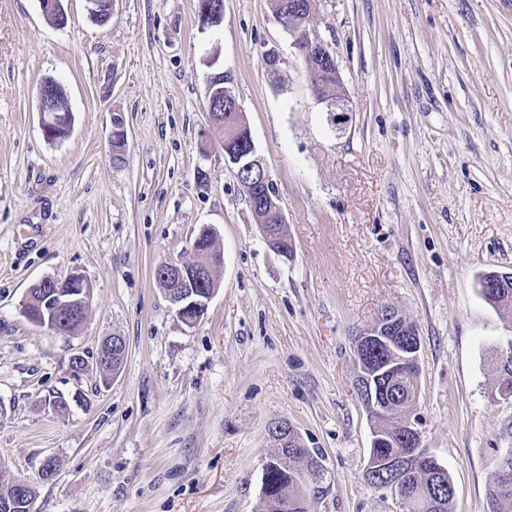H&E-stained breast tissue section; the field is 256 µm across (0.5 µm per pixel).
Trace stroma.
<instances>
[{"label":"stroma","mask_w":512,"mask_h":512,"mask_svg":"<svg viewBox=\"0 0 512 512\" xmlns=\"http://www.w3.org/2000/svg\"><path fill=\"white\" fill-rule=\"evenodd\" d=\"M67 13L59 27L38 0H0V484H31L35 512H264L268 427L285 419L322 456L315 512H396L363 477L372 425L354 391L355 335L389 305L418 328L411 413L453 510L488 512L512 451L496 361L512 316L478 288L512 272V0H316L310 28L351 108L340 128L269 0H224L206 27L197 0H112L103 25L86 0ZM220 72L291 258L265 242L209 119ZM47 79L74 117L58 141L41 128ZM205 226L223 262L189 326L154 268L191 260ZM74 273L91 287L82 325L29 322L31 285ZM113 335L126 354L107 380Z\"/></svg>","instance_id":"1"}]
</instances>
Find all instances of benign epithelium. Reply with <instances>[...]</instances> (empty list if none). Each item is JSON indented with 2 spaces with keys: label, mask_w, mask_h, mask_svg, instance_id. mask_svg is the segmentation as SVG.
Listing matches in <instances>:
<instances>
[{
  "label": "benign epithelium",
  "mask_w": 512,
  "mask_h": 512,
  "mask_svg": "<svg viewBox=\"0 0 512 512\" xmlns=\"http://www.w3.org/2000/svg\"><path fill=\"white\" fill-rule=\"evenodd\" d=\"M88 11L92 18L106 21L111 16L112 0H86ZM313 0H308L307 6L296 8L288 6V23H280L282 31L288 36L291 45L302 55L306 62L308 73L318 70L322 62L333 68V84L313 87L317 100L327 103L329 111L336 113V125L342 126L347 122L350 109L345 98L343 82L337 63L329 54L328 46L318 37L311 35L309 22L312 13ZM44 14L52 15L57 26L65 25L67 11L64 0H40ZM39 109L41 124L45 136L51 140L66 137L70 131L72 115L70 108L60 106V102L50 95L47 87L39 92ZM210 121L224 126L225 139L240 140L247 143L245 155L225 156L236 169L237 175L248 191H260L273 182L270 171L255 147L247 125L240 119L224 122L220 112L209 113ZM266 202V214L259 221L263 236L266 237L273 251L285 256L288 240L275 232L274 224L284 223V215L277 196L268 195L263 198ZM223 257L215 250L205 251L200 255L199 263L192 265L181 260H168L160 268V277L166 282L165 293L175 307L178 318L188 326L194 325L206 313L208 303L215 289L200 290L209 272L222 264ZM90 298V286L80 274H72L56 285L55 290L39 316L34 318L29 309H23L24 316L39 327H46L58 334L65 332L67 320L80 316L87 310ZM376 345L385 349L388 357L383 359L384 365L380 372L394 378L410 371H419L420 339L412 322L391 307L380 308L374 318L373 325L357 334L355 346L357 349L356 363L358 372L356 381L367 386L370 393H378L375 397L374 409L386 412L394 420V426L401 439L406 440L413 448L405 455L380 458L369 455L364 474L371 477L379 472L386 474V482L381 488L388 490L398 507L402 508L412 497V491L407 479L410 459L425 453L421 448L420 434L414 422L401 412L403 406L392 403L388 398L380 396L382 387L373 386L374 372L365 363L362 353L368 346Z\"/></svg>",
  "instance_id": "benign-epithelium-1"
}]
</instances>
